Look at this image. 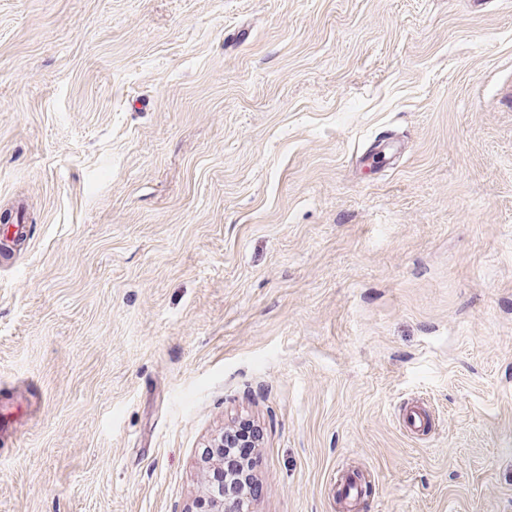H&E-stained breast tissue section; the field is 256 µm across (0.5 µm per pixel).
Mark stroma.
<instances>
[{
    "label": "stroma",
    "mask_w": 512,
    "mask_h": 512,
    "mask_svg": "<svg viewBox=\"0 0 512 512\" xmlns=\"http://www.w3.org/2000/svg\"><path fill=\"white\" fill-rule=\"evenodd\" d=\"M18 203L0 512H512V0H0ZM207 451L201 456V494L200 499L208 502V512H224L230 509L224 505V494L215 492L208 479L209 472L223 466L220 472L211 474L214 484L223 488L234 490L236 494H246L252 491L254 486H259L253 472L256 464L254 452L256 448H225L224 432L215 436L209 445ZM260 487V486H259Z\"/></svg>",
    "instance_id": "1"
}]
</instances>
